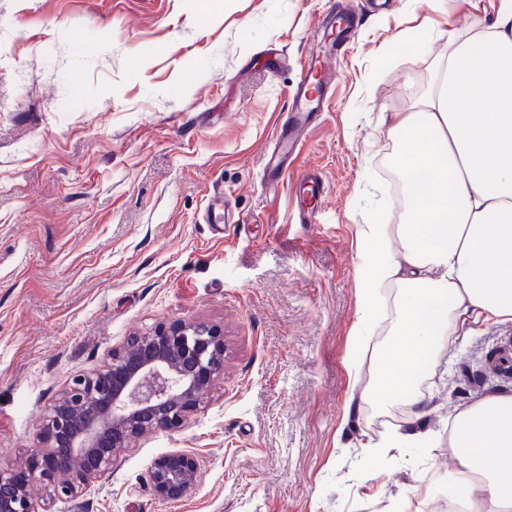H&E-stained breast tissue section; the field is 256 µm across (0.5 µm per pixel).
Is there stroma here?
<instances>
[{"label": "stroma", "instance_id": "35a3bbf8", "mask_svg": "<svg viewBox=\"0 0 512 512\" xmlns=\"http://www.w3.org/2000/svg\"><path fill=\"white\" fill-rule=\"evenodd\" d=\"M360 26L338 55L328 110L286 169L329 193L299 223L263 180L299 63L337 3ZM498 0H0V464L42 444L47 407L158 323L224 331V377L175 430L115 458L78 498L31 486L37 512H439L457 463L406 448L369 467L375 419L351 395L360 231L388 212L385 114L410 111L450 36ZM411 30L425 49L397 47ZM288 67L270 72L274 54ZM223 185L230 223L203 220ZM512 321L462 327L427 378L425 423L512 379L489 359ZM200 464L191 496L164 500L162 454Z\"/></svg>", "mask_w": 512, "mask_h": 512}]
</instances>
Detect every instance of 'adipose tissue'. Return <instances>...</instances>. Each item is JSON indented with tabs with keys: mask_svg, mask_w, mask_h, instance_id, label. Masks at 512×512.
<instances>
[{
	"mask_svg": "<svg viewBox=\"0 0 512 512\" xmlns=\"http://www.w3.org/2000/svg\"><path fill=\"white\" fill-rule=\"evenodd\" d=\"M439 76L412 111L389 117L399 149L405 220L361 230L356 331L375 372L359 394L376 410L406 405L404 425L370 441V456L426 442L423 380L460 327L512 321V0L494 20L448 39ZM391 297L394 319L374 343L375 318ZM458 468L453 495L469 512L512 507V394L490 393L448 423Z\"/></svg>",
	"mask_w": 512,
	"mask_h": 512,
	"instance_id": "obj_1",
	"label": "adipose tissue"
}]
</instances>
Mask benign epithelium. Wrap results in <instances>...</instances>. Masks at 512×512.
<instances>
[{"label": "benign epithelium", "mask_w": 512, "mask_h": 512, "mask_svg": "<svg viewBox=\"0 0 512 512\" xmlns=\"http://www.w3.org/2000/svg\"><path fill=\"white\" fill-rule=\"evenodd\" d=\"M223 374L224 331L215 325L177 321L131 337L104 369L74 377L49 407L45 447L0 465V512H35L36 480L78 497L138 437L180 427ZM198 474L194 457L171 452L154 460L149 481L156 496L178 500L192 494Z\"/></svg>", "instance_id": "obj_1"}]
</instances>
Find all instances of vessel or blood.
Masks as SVG:
<instances>
[{"instance_id":"vessel-or-blood-1","label":"vessel or blood","mask_w":512,"mask_h":512,"mask_svg":"<svg viewBox=\"0 0 512 512\" xmlns=\"http://www.w3.org/2000/svg\"><path fill=\"white\" fill-rule=\"evenodd\" d=\"M350 27L347 15L329 17L323 25L324 37L335 48H342L344 35ZM300 69L301 76L293 92L287 119L276 136V146L263 170L265 180L272 184L283 177L286 157L300 154L308 133L322 116L329 90L336 84L333 55L302 61ZM291 193L300 223H311L325 197L322 176L310 168L300 172L291 184Z\"/></svg>"}]
</instances>
